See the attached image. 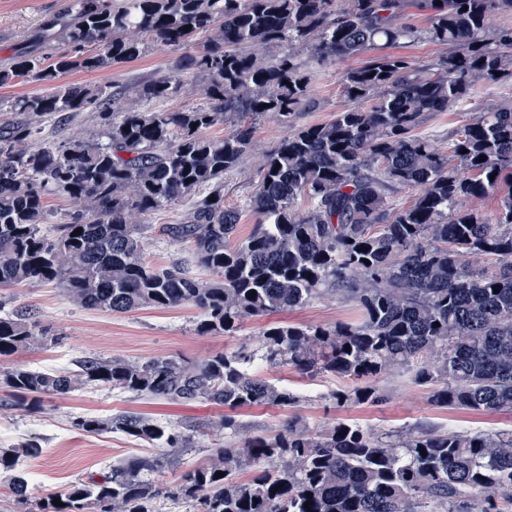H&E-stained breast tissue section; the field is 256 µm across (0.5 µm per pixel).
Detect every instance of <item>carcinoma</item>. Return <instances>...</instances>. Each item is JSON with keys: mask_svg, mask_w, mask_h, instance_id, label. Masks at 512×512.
Wrapping results in <instances>:
<instances>
[{"mask_svg": "<svg viewBox=\"0 0 512 512\" xmlns=\"http://www.w3.org/2000/svg\"><path fill=\"white\" fill-rule=\"evenodd\" d=\"M413 6L425 26L401 21L402 0H71V20L56 36L62 51L26 50L0 70L1 87L19 77L50 81L135 60L148 38L179 49L203 34L178 66L208 79L201 89L160 76L112 91L69 85L12 100L13 117L0 123V287L57 282L72 303L116 313L193 306L201 334L328 295L359 312L357 322L329 328L274 323L257 349L197 362L86 357L69 372L15 365L0 371L14 405L37 413L45 398L100 385L230 408L296 404L292 391L252 371L259 356L356 381L353 391L334 393L339 403L378 400L373 380L400 369L431 386L437 406L511 412L512 101L468 113L446 153L414 130L426 114L455 110L475 90L512 79V28L496 23L512 0ZM420 41L445 47L446 56L424 67L394 52ZM360 56L342 82L354 106L294 130L262 155L242 201L258 222L231 245L241 212L224 206V175L254 151L255 120L288 124L315 105L307 61ZM195 91L210 106L149 108ZM128 98L146 108L123 107ZM87 107L100 115L97 140L40 139L46 118ZM231 116V132L205 135ZM406 187L417 191L413 204L392 207L391 193ZM50 195L80 206L53 238L41 230ZM190 195L185 222L160 232L193 244L194 263L213 274L205 283L177 267H148L136 221ZM494 195L492 217L459 207ZM41 341L28 312L0 314V357ZM76 426L168 448H186L191 438L133 413ZM212 430L235 436L244 427L224 415ZM157 463L149 456L115 464L99 481H75L44 498L37 512H156L159 492L143 472ZM245 465L256 469L239 481ZM15 466L16 451L0 450V474L24 498L28 484ZM166 496L195 512H501L512 505V431L376 435L353 423L318 430L291 418L272 437L218 445Z\"/></svg>", "mask_w": 512, "mask_h": 512, "instance_id": "1", "label": "carcinoma"}]
</instances>
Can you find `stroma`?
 <instances>
[{"label":"stroma","instance_id":"35a3bbf8","mask_svg":"<svg viewBox=\"0 0 512 512\" xmlns=\"http://www.w3.org/2000/svg\"><path fill=\"white\" fill-rule=\"evenodd\" d=\"M68 0H0V69L10 67L22 49L38 46L44 24L64 15ZM180 53L160 45L138 59L116 64L96 72L71 71L58 75L54 84H100L113 87L152 80L161 75H175ZM346 62L327 65L309 64L313 95L317 106L310 112L296 113L292 126L272 118L260 120L255 139L258 152L248 154L239 170L224 177V204L239 206L248 192V178L255 174L260 153L272 149L294 127L329 121L349 108L342 92V73ZM512 98V80L479 91L464 108L426 114L415 130L416 135L431 139L440 149H447L463 125L466 113L476 111L490 98ZM97 137L99 119L94 112H70L53 117L43 125L44 138L62 141L73 132ZM193 204L186 197L142 216L147 230L144 261L152 268L189 264L195 277L211 280L210 271L192 265V243L177 241L160 232L161 225L183 221ZM22 308L31 311L45 335L42 345L21 350L0 360V365L29 368H75L88 356L149 360L175 358L200 361L217 352L245 348L256 349L264 329L276 321L298 325L331 326L351 322L357 317L353 304L322 297L303 306L277 314L243 320L234 332L221 335L199 334V312L191 306L144 308L128 313H111L81 308L69 301L62 287L54 283H24L0 288V310ZM261 376L288 387L299 401L291 407L271 404L242 406L234 409L204 400L173 403L150 399L107 386H92L68 395L45 399L41 413L32 415L4 406L8 391L0 386V448H9L26 438H35L41 452L35 457H20L17 469L28 481L26 503H17L7 482H0V512H36L39 500L63 492L76 480H90L105 473L115 463L145 454L161 460L146 478L157 488L172 487L185 468L205 464L215 444L209 427L220 415L231 414L249 434L271 436L287 423L289 417H302L311 427L325 428L339 422L355 423L380 434L410 432L418 429L438 431H509L512 412L483 413L464 409L441 408L430 400L428 386L415 383L409 374L394 371L379 377L376 386L379 402L350 401L336 403L333 394L350 388L351 380L331 374L311 376L289 366L259 363ZM136 413L157 420L180 431L192 432L188 448L179 452L136 440L121 432L88 433L78 429L82 418L106 419L121 413Z\"/></svg>","mask_w":512,"mask_h":512}]
</instances>
